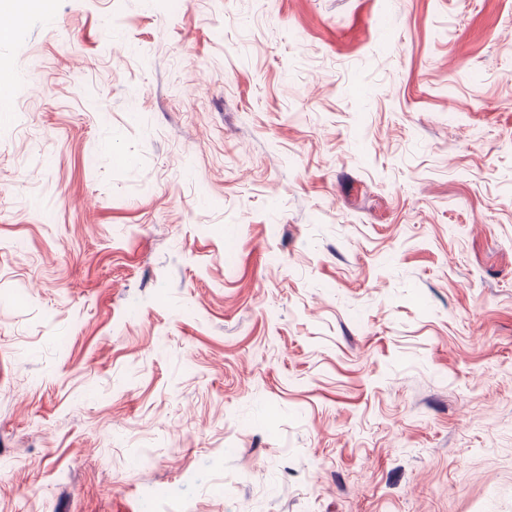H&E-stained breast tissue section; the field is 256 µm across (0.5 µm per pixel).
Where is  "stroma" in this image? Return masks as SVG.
Listing matches in <instances>:
<instances>
[{
  "instance_id": "stroma-1",
  "label": "stroma",
  "mask_w": 512,
  "mask_h": 512,
  "mask_svg": "<svg viewBox=\"0 0 512 512\" xmlns=\"http://www.w3.org/2000/svg\"><path fill=\"white\" fill-rule=\"evenodd\" d=\"M0 72V512H512V0H53Z\"/></svg>"
}]
</instances>
